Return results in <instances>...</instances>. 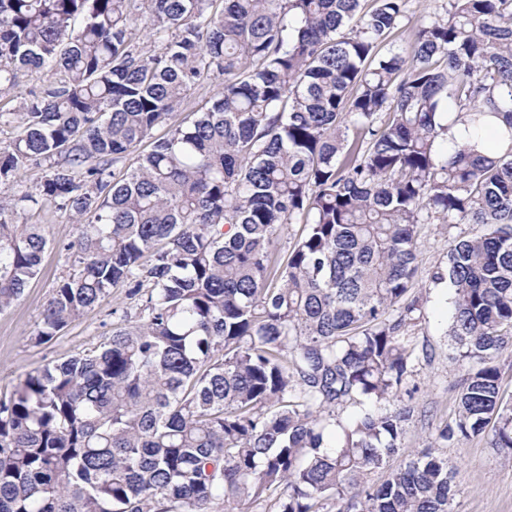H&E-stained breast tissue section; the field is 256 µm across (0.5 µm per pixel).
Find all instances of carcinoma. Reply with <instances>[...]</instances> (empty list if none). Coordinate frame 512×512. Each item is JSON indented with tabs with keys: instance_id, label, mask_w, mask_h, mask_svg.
Wrapping results in <instances>:
<instances>
[{
	"instance_id": "cac0c4a2",
	"label": "carcinoma",
	"mask_w": 512,
	"mask_h": 512,
	"mask_svg": "<svg viewBox=\"0 0 512 512\" xmlns=\"http://www.w3.org/2000/svg\"><path fill=\"white\" fill-rule=\"evenodd\" d=\"M406 4L0 0V185L16 186L0 311L40 273L48 240L21 219L41 200L77 236L35 343L114 288L138 300L0 398V512H249L272 495L277 512H452L448 458L402 443L416 237L435 222L482 227L431 276L454 290L466 368L438 439L512 452L495 364L512 346V0H448L400 52ZM215 74L222 90L178 119ZM445 104L505 123L498 149L441 146ZM288 224L304 229L283 261Z\"/></svg>"
}]
</instances>
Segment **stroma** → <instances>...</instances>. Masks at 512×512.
I'll use <instances>...</instances> for the list:
<instances>
[{
  "instance_id": "stroma-1",
  "label": "stroma",
  "mask_w": 512,
  "mask_h": 512,
  "mask_svg": "<svg viewBox=\"0 0 512 512\" xmlns=\"http://www.w3.org/2000/svg\"><path fill=\"white\" fill-rule=\"evenodd\" d=\"M26 219L44 230L49 244L39 276L9 310L0 313V395L10 391L25 372L98 344L120 324V310L134 307L124 289H113L101 307L85 313L53 341L35 344L33 337L47 301L70 270L67 246L76 237V227L52 202L43 201L29 209ZM476 230L473 224L453 228L425 224L417 240L420 275L416 288L427 302L424 318L411 331L415 372L413 390L404 398L413 409L405 425L404 444L409 448L423 447L435 439L457 410L454 384L460 373L448 360L453 290L445 283H431L428 275L446 267L454 237ZM443 453L449 463L459 467L452 483L455 512H512V459L490 447L487 437H453Z\"/></svg>"
}]
</instances>
